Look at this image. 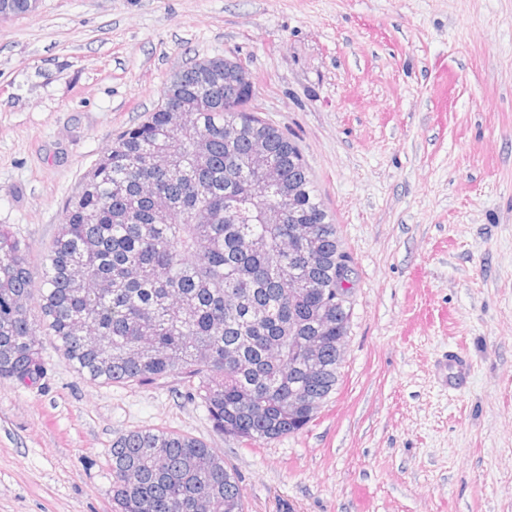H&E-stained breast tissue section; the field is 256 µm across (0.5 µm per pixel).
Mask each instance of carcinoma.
Instances as JSON below:
<instances>
[{
	"mask_svg": "<svg viewBox=\"0 0 512 512\" xmlns=\"http://www.w3.org/2000/svg\"><path fill=\"white\" fill-rule=\"evenodd\" d=\"M31 12L30 0H0L1 19ZM256 97L240 62L194 63L84 177L40 269L0 226V379L45 377L44 332L91 382L180 379L218 434L252 444L309 424L338 381L351 268L298 145L259 116ZM257 147L282 176L263 196L249 171ZM292 336L322 341L320 373ZM299 387L312 404L290 410ZM107 464L114 512H244L237 472L174 430L124 433Z\"/></svg>",
	"mask_w": 512,
	"mask_h": 512,
	"instance_id": "1",
	"label": "carcinoma"
}]
</instances>
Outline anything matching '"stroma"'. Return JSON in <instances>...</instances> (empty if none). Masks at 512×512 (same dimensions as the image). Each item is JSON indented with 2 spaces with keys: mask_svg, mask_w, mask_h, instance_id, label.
I'll return each mask as SVG.
<instances>
[{
  "mask_svg": "<svg viewBox=\"0 0 512 512\" xmlns=\"http://www.w3.org/2000/svg\"><path fill=\"white\" fill-rule=\"evenodd\" d=\"M241 62L350 258L346 353L301 431L217 435L179 379H0V512H112L113 440L207 443L244 512H512V0H39L0 19V224L40 260L170 78ZM469 363L448 387L435 365Z\"/></svg>",
  "mask_w": 512,
  "mask_h": 512,
  "instance_id": "35a3bbf8",
  "label": "stroma"
}]
</instances>
